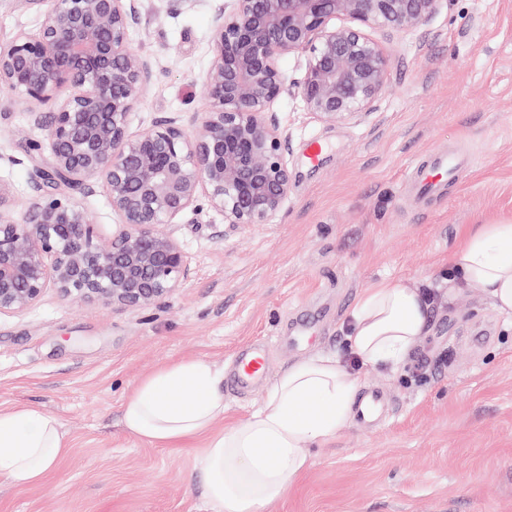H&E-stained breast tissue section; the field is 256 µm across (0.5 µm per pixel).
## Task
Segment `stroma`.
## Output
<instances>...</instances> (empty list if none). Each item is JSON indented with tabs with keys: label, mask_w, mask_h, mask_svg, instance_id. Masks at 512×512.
Returning a JSON list of instances; mask_svg holds the SVG:
<instances>
[{
	"label": "stroma",
	"mask_w": 512,
	"mask_h": 512,
	"mask_svg": "<svg viewBox=\"0 0 512 512\" xmlns=\"http://www.w3.org/2000/svg\"><path fill=\"white\" fill-rule=\"evenodd\" d=\"M224 0H140L133 48L154 78L129 117L138 132L203 107L211 21ZM390 60L369 114L325 123L293 86L303 57L282 62L288 85L273 110L292 173L288 200L269 224L230 226L206 208L167 230L191 278L144 309H115L50 289L21 312L0 314V412L38 408L59 418L67 448L46 479L18 487L0 477V512H212L194 469L204 443L160 448L124 431V398L181 359L232 371L263 345L270 375L224 388V422L244 420L275 375L313 354L351 356L344 328L358 295L388 278L429 281L431 330L396 369L358 366L360 391L387 405L372 427L342 425L306 449L308 467L267 512H512V320L475 288L449 290L448 263L476 224L512 221V0H442L418 28L368 29ZM28 105L0 87V184L27 199L48 169L34 150ZM326 146L308 167L310 140ZM438 148L473 165L446 191L414 205L409 166ZM312 321L306 336L296 324ZM427 358L424 381L413 360Z\"/></svg>",
	"instance_id": "35a3bbf8"
}]
</instances>
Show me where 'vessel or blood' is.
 <instances>
[{
  "label": "vessel or blood",
  "instance_id": "1",
  "mask_svg": "<svg viewBox=\"0 0 512 512\" xmlns=\"http://www.w3.org/2000/svg\"><path fill=\"white\" fill-rule=\"evenodd\" d=\"M468 158L445 150L437 149L417 161L407 172L405 187L415 200L423 201L439 194L448 182L458 177L468 168ZM269 371V358L262 347L256 346L240 356L237 364V380L246 386L262 381ZM385 402L382 391L374 389L366 392L357 408V418L365 425L373 423Z\"/></svg>",
  "mask_w": 512,
  "mask_h": 512
}]
</instances>
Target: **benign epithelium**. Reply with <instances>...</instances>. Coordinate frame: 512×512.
Here are the masks:
<instances>
[{"label": "benign epithelium", "instance_id": "1", "mask_svg": "<svg viewBox=\"0 0 512 512\" xmlns=\"http://www.w3.org/2000/svg\"><path fill=\"white\" fill-rule=\"evenodd\" d=\"M37 19L0 42V86L20 94L47 132L53 163L20 207L0 188V313L19 312L49 288L114 308L143 309L191 274L164 227L207 207L231 225L270 224L291 175L272 108L281 60L305 57L293 83L325 122L363 115L382 91L388 58L363 27H419L440 0H225L212 20L205 111L193 131L180 116L129 132L130 112L154 75L130 32L136 0H18ZM338 17L350 23H333ZM50 105L52 111L41 108ZM102 189L119 229L105 245L61 187Z\"/></svg>", "mask_w": 512, "mask_h": 512}]
</instances>
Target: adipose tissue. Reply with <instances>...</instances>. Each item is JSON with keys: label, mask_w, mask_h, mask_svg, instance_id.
<instances>
[{"label": "adipose tissue", "mask_w": 512, "mask_h": 512, "mask_svg": "<svg viewBox=\"0 0 512 512\" xmlns=\"http://www.w3.org/2000/svg\"><path fill=\"white\" fill-rule=\"evenodd\" d=\"M449 288H478L494 310L512 318V221L479 224L454 255ZM434 295L393 280L373 283L356 299L348 346L363 363L395 366L430 329ZM224 374L202 359L173 362L125 398L120 422L152 445L209 441L196 461L215 512H263L307 467L306 448L326 445L355 411L358 385L337 355L296 362L274 381L246 420L214 433L224 417ZM66 448L60 420L24 408L0 412V477L40 483Z\"/></svg>", "instance_id": "1"}]
</instances>
